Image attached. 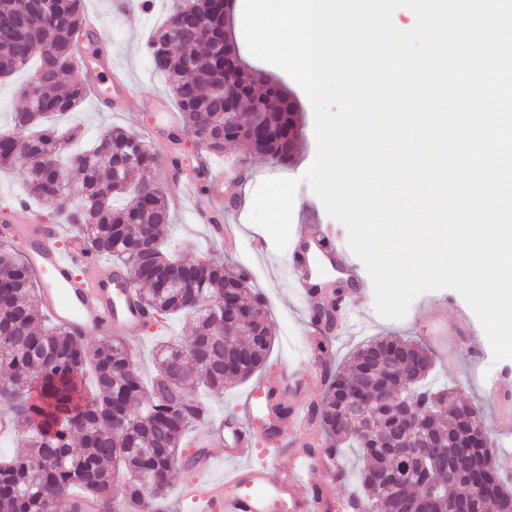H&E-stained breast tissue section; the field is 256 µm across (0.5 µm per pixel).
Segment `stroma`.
I'll return each mask as SVG.
<instances>
[{
    "label": "stroma",
    "mask_w": 512,
    "mask_h": 512,
    "mask_svg": "<svg viewBox=\"0 0 512 512\" xmlns=\"http://www.w3.org/2000/svg\"><path fill=\"white\" fill-rule=\"evenodd\" d=\"M172 6L173 0H152L150 8L144 10L140 8L139 0H130L128 10L119 12L114 8L113 0H85L87 15L97 16L104 21L101 43L110 46L112 61L123 71L128 85L113 90L111 109H99L96 96L91 94L67 119L68 124L80 126L82 145H89L101 128L121 127L138 131L155 150L159 156L158 165L147 172L146 178L159 183L169 200L172 224L167 240L168 250L191 259L218 261L230 270L239 269V245L250 242L252 236L264 233L263 228L249 220L256 188L268 178L296 177L300 184L294 200L292 233L306 230L303 212L316 214L319 224L334 234L340 258L358 268V280L350 290L356 316L350 322L345 317H338L329 332L326 350L321 355L323 362L339 365L357 346L382 334L426 344L433 331L429 304L442 297L452 302L448 309L449 316L459 313L467 315L471 326L479 327L480 322L465 299L451 288L422 293L413 300L403 319H387L378 314L371 277L348 245L347 228L328 215L310 185L301 180L316 155L314 113L302 89L294 91L303 114L302 142L294 164L289 167L255 163L244 170L240 167V161L249 155L246 146L233 148L226 151L223 158L214 159L197 151L194 139L188 133H181V144L176 149L172 148L170 142L156 138L154 128L160 125V116L141 112L139 104L142 99L151 97L162 98L171 104L175 98L167 80L154 69L145 44L155 27L165 20ZM189 169L200 170L211 176L243 170L245 180L240 201L232 205L224 199L201 196L191 200L180 197L174 182L179 172ZM207 211L223 214L225 224L236 232V247L226 248L213 225L202 220V213ZM249 266L254 270L252 289L266 300L274 330L273 346L261 373L274 376L284 363L298 369L301 377L297 386L282 390L280 399L290 408L308 409L324 393L325 372L314 369L311 364V351L317 343L315 337L305 333L303 304L289 275L288 255L277 252L271 246L264 253L251 254ZM191 327L188 319L173 316L167 318L155 333L144 335L134 345L133 351L142 377L150 375L151 353L156 342L166 337L190 335ZM432 383L437 387H448L455 397L479 410L481 422L496 452V464L508 485L512 486V437L502 438L499 432L500 416L512 414V359L493 361L492 351L487 348L478 361H471L464 342L452 336L448 339L447 360L436 361L434 365Z\"/></svg>",
    "instance_id": "stroma-1"
}]
</instances>
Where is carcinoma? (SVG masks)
<instances>
[{"label": "carcinoma", "mask_w": 512, "mask_h": 512, "mask_svg": "<svg viewBox=\"0 0 512 512\" xmlns=\"http://www.w3.org/2000/svg\"><path fill=\"white\" fill-rule=\"evenodd\" d=\"M202 6L210 38L180 39L179 49L171 47L161 58L158 33L147 45L154 69L169 75L186 132L213 155L247 142L253 156L289 166L303 126L296 101L278 80L241 67L226 31L224 0H202ZM19 10L35 35L21 30L0 36V61L11 63L0 78L32 60L37 66L24 92L25 108L15 113L13 129L0 133V170L15 171L32 199L58 202L65 223L85 236L91 254L124 262L153 317L187 316L193 330L160 342L156 374L146 388L121 337L82 339L46 323L33 273L24 257L1 242L0 405L13 413L18 450L0 462V512H58L64 502L80 512L81 500L72 498L76 489L97 502L100 512H161L172 474L185 460L184 435L207 423V407L195 391L244 382L265 366L273 345L268 312L260 297L247 296L246 271L165 252L168 200L161 186L135 180L158 163L138 133L108 128L91 148L74 152L79 127L61 132L48 123L75 111L89 92L86 83L65 80L75 69L73 38L85 30L83 0H0V16ZM226 63L236 83L264 89L252 98L245 121L238 112L224 115L216 99ZM72 170L79 176L77 187L67 177ZM118 196L126 199L119 208L112 204ZM174 273L190 288L162 287ZM224 297L229 305L220 320L201 307ZM390 360L406 364L416 379L412 411L448 399V389L427 384L428 350L381 336L328 373L322 398L310 406L312 423L327 435V450L341 442L359 449L360 481L373 512H420L433 489L445 504L471 496L478 512H512V489L505 487L490 447L472 449L478 484L472 488L443 465H422L415 449L394 433L397 411L382 395L368 409L366 430L345 429L355 386L371 393L385 382L398 388L396 381H386ZM475 414L465 403L449 407L446 416L427 423L421 440L437 441L450 460L463 419Z\"/></svg>", "instance_id": "carcinoma-1"}]
</instances>
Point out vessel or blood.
<instances>
[{
  "label": "vessel or blood",
  "mask_w": 512,
  "mask_h": 512,
  "mask_svg": "<svg viewBox=\"0 0 512 512\" xmlns=\"http://www.w3.org/2000/svg\"><path fill=\"white\" fill-rule=\"evenodd\" d=\"M178 187L191 198L203 192L212 198L224 196L220 179L206 185L190 179L179 182ZM0 234L27 240L26 260L39 280L44 308L54 322L77 337L112 333L133 342L151 321L152 314L143 306L137 290L124 287V270L91 257L84 239L65 232L63 225L40 224L29 215L21 221L7 219L0 226ZM317 254L332 264L338 260L329 234L321 226L312 225L294 242L289 261L311 336L321 331L312 269V258ZM431 310L435 327L431 347L444 357L448 354V303H434ZM273 387L271 380L259 382L248 392L240 414L225 415L223 421L197 433L194 468H212L218 448L223 449L228 468L210 484L181 486V496L193 502L196 512H326L335 497V484L344 472L339 462H331L329 482L309 486L305 480L316 460L302 449L292 450L288 465L274 457L261 463L250 459L257 434L282 431V418L271 406L260 403Z\"/></svg>",
  "instance_id": "1"
}]
</instances>
